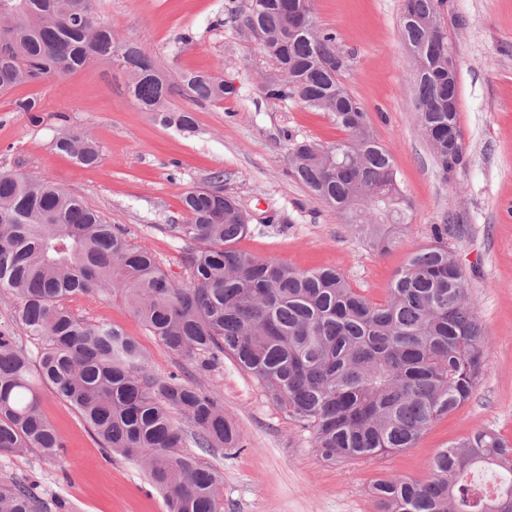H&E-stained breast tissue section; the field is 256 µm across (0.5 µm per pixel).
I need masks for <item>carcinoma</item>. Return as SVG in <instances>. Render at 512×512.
Returning a JSON list of instances; mask_svg holds the SVG:
<instances>
[{
  "label": "carcinoma",
  "mask_w": 512,
  "mask_h": 512,
  "mask_svg": "<svg viewBox=\"0 0 512 512\" xmlns=\"http://www.w3.org/2000/svg\"><path fill=\"white\" fill-rule=\"evenodd\" d=\"M443 0H404L402 34L416 65L417 121L443 172L461 165L458 71L442 25ZM243 24L274 61L264 84L273 102L326 113L347 138L292 140L295 180L354 225L384 254L396 244L412 201L391 156L373 136L365 109L331 66L336 35L315 26L311 0H248ZM95 59L122 62L136 101L165 125L195 127L169 113L175 84L151 56L114 38L95 0H0V93L64 76ZM198 100L233 92L204 74L181 77ZM56 148L81 165L99 163L86 133H59ZM213 185L182 198L195 242L171 279L156 256L129 243L84 201L24 171H0V291L17 299L16 321L44 341L37 361L13 333L0 331V454L36 449L48 460L65 442L45 416L36 384L75 409L109 455L144 465L167 512H221L222 476L185 450L195 428L200 451L241 448L219 394L153 373L138 342L113 325L90 323L67 306L77 295L122 296L164 346L209 366L235 360L271 400L311 434L328 463L366 460L413 447L434 423L469 401L481 379L486 329L466 274L444 237L411 253L387 297L374 303L333 268L302 270L236 247L250 218ZM427 481L383 475L369 485L378 512H512V442L488 430L439 449ZM32 487L0 484V512H38Z\"/></svg>",
  "instance_id": "carcinoma-1"
}]
</instances>
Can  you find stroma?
<instances>
[{
    "label": "stroma",
    "mask_w": 512,
    "mask_h": 512,
    "mask_svg": "<svg viewBox=\"0 0 512 512\" xmlns=\"http://www.w3.org/2000/svg\"><path fill=\"white\" fill-rule=\"evenodd\" d=\"M245 0H97L116 35L148 52L170 80L185 73L234 85L221 101L173 95L188 111L186 133L156 121L128 92V76L105 62L0 94V170L33 173L80 197L135 247L154 253L173 279L185 275L190 240L174 235L185 221L184 194L224 175L225 194L250 215L239 249L298 269L333 267L372 301H383L416 248L443 231L487 330L482 379L471 400L437 421L415 447L371 461L327 464L310 435L231 358L210 369L167 349L121 299L79 295V317L114 324L133 336L152 371L218 390L224 414L244 442L238 452L200 454L223 477L222 512H376L372 479L430 476L436 451L477 429L512 439V0H444L442 20L458 56V122L465 162L438 166L416 121L415 72L401 34L404 0H312L318 28L334 32L348 60L342 79L368 113L414 205L396 248L380 256L287 172L291 139H344L323 112L272 102L262 85L276 72L241 26ZM189 42H182V35ZM38 100L19 112L17 100ZM78 128L98 143L87 167L53 146ZM42 409L65 441L58 462L38 451L0 456V483L32 485L40 512H166L147 473L133 461L108 459L79 415L48 387Z\"/></svg>",
    "instance_id": "1"
}]
</instances>
